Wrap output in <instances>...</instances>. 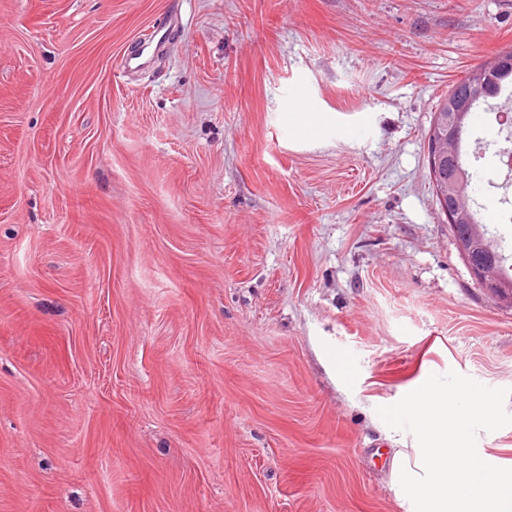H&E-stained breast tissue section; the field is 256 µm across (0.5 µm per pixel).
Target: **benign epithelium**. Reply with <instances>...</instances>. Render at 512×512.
I'll return each instance as SVG.
<instances>
[{
    "label": "benign epithelium",
    "instance_id": "7a95c632",
    "mask_svg": "<svg viewBox=\"0 0 512 512\" xmlns=\"http://www.w3.org/2000/svg\"><path fill=\"white\" fill-rule=\"evenodd\" d=\"M483 91L477 84L473 85L468 98L456 102L454 110L448 118L441 120L439 130L431 136L429 162L433 175L443 184H448V195L441 197V207L448 223L453 224L458 217L468 214L465 203L468 192L465 183L457 179L456 169L458 150V129L464 112L472 100L481 97ZM460 256L465 261L471 275L478 285L497 304L512 308V295L501 288V272L499 254L490 248L478 247L480 256L473 255L472 249L459 244Z\"/></svg>",
    "mask_w": 512,
    "mask_h": 512
}]
</instances>
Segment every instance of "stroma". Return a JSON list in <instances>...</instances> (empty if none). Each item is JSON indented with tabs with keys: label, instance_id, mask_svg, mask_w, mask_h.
<instances>
[{
	"label": "stroma",
	"instance_id": "stroma-1",
	"mask_svg": "<svg viewBox=\"0 0 512 512\" xmlns=\"http://www.w3.org/2000/svg\"><path fill=\"white\" fill-rule=\"evenodd\" d=\"M510 48L512 0H0V512H405L378 407L512 388L427 142ZM512 51H507L502 54H499L496 58H494L491 62H486L479 64L470 68L466 75L456 83L450 86L448 89V94L442 98L437 104V110L435 112V119L437 112H443L445 109L448 110V106L451 102H454L457 98L458 91L464 93L467 90V82L469 81V75L471 72H479L481 70L484 71L485 76H489V83L493 86L490 90L489 96H483L478 102L474 104L477 105L481 100L485 101L488 97H493L497 95L503 87L512 86V67L511 70L507 68H502L501 70H497L494 68L497 60L504 54H510ZM473 106V108H474Z\"/></svg>",
	"mask_w": 512,
	"mask_h": 512
}]
</instances>
